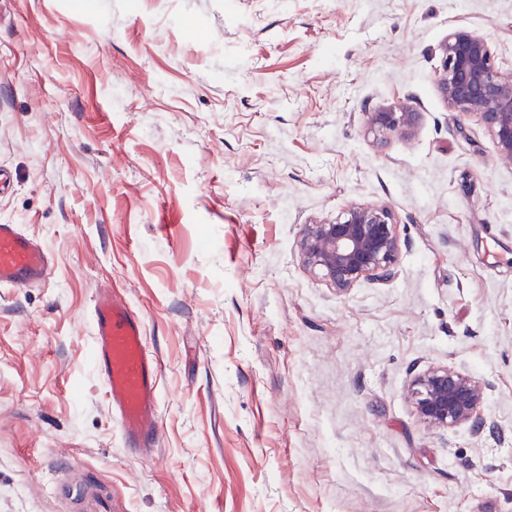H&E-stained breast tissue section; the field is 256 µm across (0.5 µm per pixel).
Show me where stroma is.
<instances>
[{
  "mask_svg": "<svg viewBox=\"0 0 512 512\" xmlns=\"http://www.w3.org/2000/svg\"><path fill=\"white\" fill-rule=\"evenodd\" d=\"M458 28L512 66V0H0V222L53 262L0 286V512H512V167L434 84ZM356 204L397 275L340 294L299 240ZM102 290L159 365L149 457L91 362ZM446 366L483 429L408 400ZM367 114L370 129L382 141L395 136L410 137L418 123V112L406 101L380 106Z\"/></svg>",
  "mask_w": 512,
  "mask_h": 512,
  "instance_id": "35a3bbf8",
  "label": "stroma"
}]
</instances>
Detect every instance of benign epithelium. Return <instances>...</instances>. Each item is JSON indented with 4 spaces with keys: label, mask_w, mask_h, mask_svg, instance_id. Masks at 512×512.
<instances>
[{
    "label": "benign epithelium",
    "mask_w": 512,
    "mask_h": 512,
    "mask_svg": "<svg viewBox=\"0 0 512 512\" xmlns=\"http://www.w3.org/2000/svg\"><path fill=\"white\" fill-rule=\"evenodd\" d=\"M435 84L448 108L480 118L490 132L498 161L512 166V72L500 67L488 40L469 29L448 34L442 46ZM418 113L406 101L368 113L370 129L380 139L411 136ZM400 241L396 219L385 207L357 205L333 224L303 225L300 252L304 263L339 292L368 279L387 283L397 274ZM421 420L431 427L469 424L480 429L483 385L448 367L416 377L408 392Z\"/></svg>",
    "instance_id": "1"
}]
</instances>
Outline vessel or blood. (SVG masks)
<instances>
[{
	"label": "vessel or blood",
	"instance_id": "vessel-or-blood-1",
	"mask_svg": "<svg viewBox=\"0 0 512 512\" xmlns=\"http://www.w3.org/2000/svg\"><path fill=\"white\" fill-rule=\"evenodd\" d=\"M52 268L48 251L19 225L0 223V284L44 282ZM92 359L109 398L112 416L130 447L152 454L160 423V377L140 316L120 295L95 299Z\"/></svg>",
	"mask_w": 512,
	"mask_h": 512
}]
</instances>
